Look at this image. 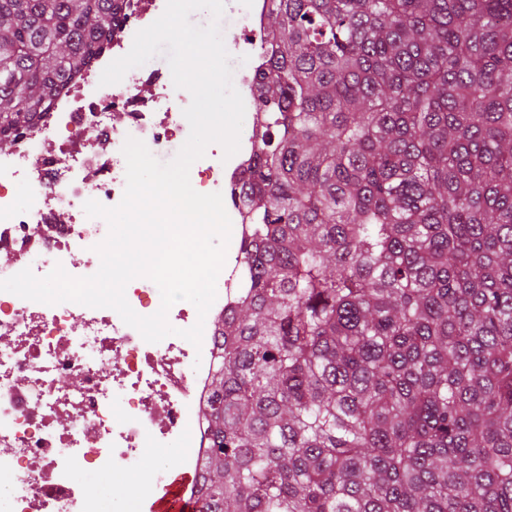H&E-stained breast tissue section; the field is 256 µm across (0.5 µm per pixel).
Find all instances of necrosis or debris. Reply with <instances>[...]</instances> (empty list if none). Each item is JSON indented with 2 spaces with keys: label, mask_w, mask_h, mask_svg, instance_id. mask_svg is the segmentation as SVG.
<instances>
[{
  "label": "necrosis or debris",
  "mask_w": 512,
  "mask_h": 512,
  "mask_svg": "<svg viewBox=\"0 0 512 512\" xmlns=\"http://www.w3.org/2000/svg\"><path fill=\"white\" fill-rule=\"evenodd\" d=\"M165 6L166 0H127L119 26L90 65L60 89L34 128L16 136L11 151L0 154V250L23 257L7 275L26 267L54 269L75 249L85 256L80 276L95 274L100 258L94 247L108 225L87 217L83 205L121 201L126 138L143 141L155 156L187 140L190 125L179 107L185 93L174 87L170 71L99 83L104 68L129 52L136 32ZM270 7V0H249L233 43L251 59L239 89L248 107L271 39ZM116 112L122 124L113 122ZM262 133L260 114H251L239 151L228 158L220 145L208 147L190 169L191 183L207 193L237 186ZM21 188L29 197L23 207L16 199ZM223 277L205 319L188 307L169 310L176 332L157 343L146 342L110 308L47 305L0 291V491L10 495L12 512H111V500L127 496L146 512L163 474L145 466V456L172 447L187 431L193 448L186 464L194 479L185 494L198 497L208 382L224 348L219 326L232 306L234 269ZM199 320L204 331L197 347L178 332ZM114 472L133 475L132 487H113L108 497L90 492L98 476Z\"/></svg>",
  "instance_id": "4bbe7bcc"
}]
</instances>
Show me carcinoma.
<instances>
[{"mask_svg":"<svg viewBox=\"0 0 512 512\" xmlns=\"http://www.w3.org/2000/svg\"><path fill=\"white\" fill-rule=\"evenodd\" d=\"M116 0H0V145ZM198 512H512V0H272Z\"/></svg>","mask_w":512,"mask_h":512,"instance_id":"obj_1","label":"carcinoma"}]
</instances>
